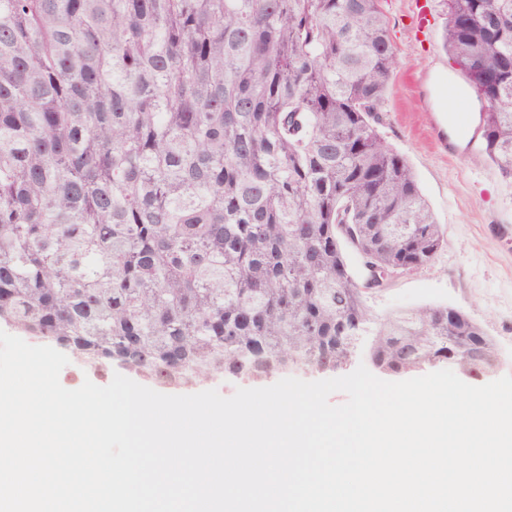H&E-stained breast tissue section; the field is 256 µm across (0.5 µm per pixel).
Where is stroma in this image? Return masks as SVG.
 Instances as JSON below:
<instances>
[{
    "mask_svg": "<svg viewBox=\"0 0 512 512\" xmlns=\"http://www.w3.org/2000/svg\"><path fill=\"white\" fill-rule=\"evenodd\" d=\"M379 7L396 56L380 131L408 160L446 244L432 265L392 278L366 303L377 317L438 304L465 311L496 342L497 376L512 374V179L474 162L478 143L451 157L431 131L439 113L481 110L473 89L459 101L448 97V79L461 71L443 47L441 0H432L427 28L419 27L413 0H380Z\"/></svg>",
    "mask_w": 512,
    "mask_h": 512,
    "instance_id": "stroma-1",
    "label": "stroma"
}]
</instances>
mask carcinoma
Listing matches in <instances>:
<instances>
[{
    "label": "carcinoma",
    "instance_id": "carcinoma-1",
    "mask_svg": "<svg viewBox=\"0 0 512 512\" xmlns=\"http://www.w3.org/2000/svg\"><path fill=\"white\" fill-rule=\"evenodd\" d=\"M512 178V0H446ZM379 0H0V324L158 387L334 373L369 342L404 377L492 373L448 306L375 317L369 288L445 239L379 126Z\"/></svg>",
    "mask_w": 512,
    "mask_h": 512
}]
</instances>
